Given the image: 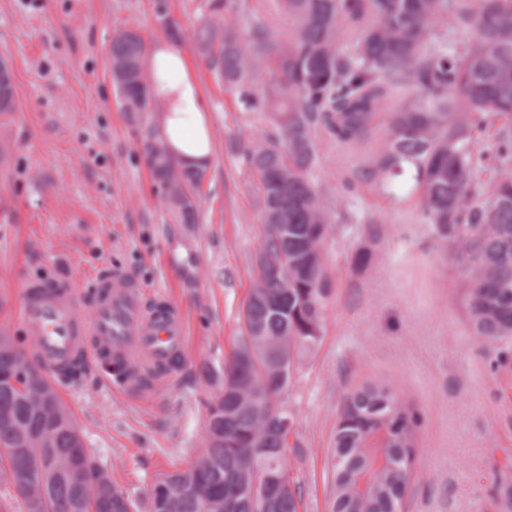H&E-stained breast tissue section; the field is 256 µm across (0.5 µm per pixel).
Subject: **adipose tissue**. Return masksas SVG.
I'll use <instances>...</instances> for the list:
<instances>
[{"mask_svg": "<svg viewBox=\"0 0 512 512\" xmlns=\"http://www.w3.org/2000/svg\"><path fill=\"white\" fill-rule=\"evenodd\" d=\"M153 73L156 128L172 161L186 170H202L212 160L207 106L185 52L158 39L147 59Z\"/></svg>", "mask_w": 512, "mask_h": 512, "instance_id": "1", "label": "adipose tissue"}]
</instances>
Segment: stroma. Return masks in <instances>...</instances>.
<instances>
[{"label": "stroma", "instance_id": "obj_1", "mask_svg": "<svg viewBox=\"0 0 512 512\" xmlns=\"http://www.w3.org/2000/svg\"><path fill=\"white\" fill-rule=\"evenodd\" d=\"M166 6L184 38L209 106L214 155L199 221L176 224L141 153L152 118L130 123L111 78L113 34L132 27L164 37ZM207 0H0V55L11 61L18 109L0 120L12 147L0 166V330L24 338L17 310L32 279L87 287L115 264L145 288L163 290L191 320L192 342L177 381L147 396L80 376L64 397L86 447L147 512L146 489L198 455L206 403L241 336L239 314L253 284L262 235L239 135L270 130L268 116L239 108L215 82L190 37ZM355 156L324 143L317 183L333 209L325 243L326 320L290 404L288 454L302 492L299 512H329L336 426L368 381L391 384L415 413L408 512H504L512 492V364L480 348L467 324L461 276L420 220L409 178L389 191L345 184ZM374 225L381 245L362 272L353 244Z\"/></svg>", "mask_w": 512, "mask_h": 512}]
</instances>
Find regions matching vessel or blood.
Wrapping results in <instances>:
<instances>
[{"label":"vessel or blood","instance_id":"obj_1","mask_svg":"<svg viewBox=\"0 0 512 512\" xmlns=\"http://www.w3.org/2000/svg\"><path fill=\"white\" fill-rule=\"evenodd\" d=\"M18 315L36 363L62 384L94 363L114 388L145 395L177 375L189 350L188 313L117 266L87 291L66 280L29 281Z\"/></svg>","mask_w":512,"mask_h":512}]
</instances>
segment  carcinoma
<instances>
[{
	"label": "carcinoma",
	"mask_w": 512,
	"mask_h": 512,
	"mask_svg": "<svg viewBox=\"0 0 512 512\" xmlns=\"http://www.w3.org/2000/svg\"><path fill=\"white\" fill-rule=\"evenodd\" d=\"M228 13L249 14V30L224 22ZM278 14L293 31L273 29ZM460 30L471 37L456 39ZM194 44L216 82L244 109L267 113L273 132L237 142L263 224L244 309L251 341L240 338L224 359L206 403L204 448L189 469L153 479L148 512L205 504L253 512L256 498L265 512H298L292 429L261 425L258 406L294 420L293 381L322 333L332 224L315 176L324 140L357 153L356 177L378 187L414 172L421 219L462 275L472 336L512 348V0H270L262 11L248 0H211ZM146 56L139 32L113 36L116 100L134 123L153 109ZM15 105L13 72L0 70V116ZM490 130L492 141L480 142ZM143 152L173 221L196 223L203 175L177 167L153 136ZM487 167L495 176L478 194L473 173ZM378 245V232L365 229L356 269ZM20 355L1 331L0 479L15 496L0 498V512H130L129 493L108 469L73 466L91 451L55 385L36 363L20 367ZM416 423L385 381L349 399L336 427L331 512H398L409 477L399 456L414 447ZM384 430L389 464L381 466L365 444ZM364 475L371 484L361 498L354 488Z\"/></svg>",
	"instance_id": "1"
}]
</instances>
